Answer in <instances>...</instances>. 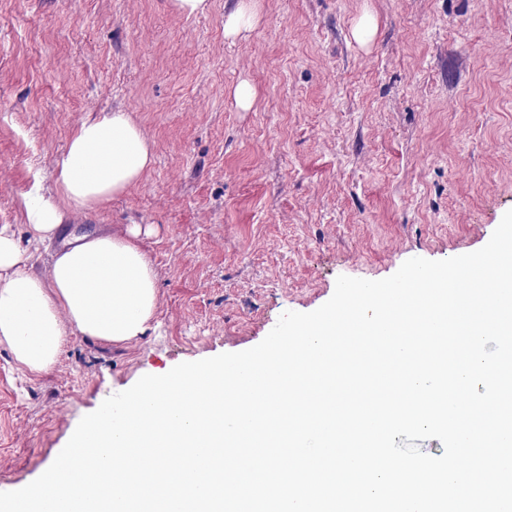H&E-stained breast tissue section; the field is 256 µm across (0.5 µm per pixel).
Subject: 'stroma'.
I'll return each mask as SVG.
<instances>
[{"instance_id": "obj_1", "label": "stroma", "mask_w": 512, "mask_h": 512, "mask_svg": "<svg viewBox=\"0 0 512 512\" xmlns=\"http://www.w3.org/2000/svg\"><path fill=\"white\" fill-rule=\"evenodd\" d=\"M236 3L186 17L171 0H0V225L53 196L85 119L124 111L151 167L65 223L151 226L158 288L138 341L70 336L43 372L0 345V492L143 375L256 346L338 276L476 251L512 209V0H260L228 39ZM258 21V3L238 0L235 8L224 18V36L235 39L250 31Z\"/></svg>"}]
</instances>
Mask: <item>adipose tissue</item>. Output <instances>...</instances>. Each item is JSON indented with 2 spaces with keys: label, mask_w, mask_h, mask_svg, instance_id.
<instances>
[{
  "label": "adipose tissue",
  "mask_w": 512,
  "mask_h": 512,
  "mask_svg": "<svg viewBox=\"0 0 512 512\" xmlns=\"http://www.w3.org/2000/svg\"><path fill=\"white\" fill-rule=\"evenodd\" d=\"M152 148L123 112L81 123L55 166V197H29L23 232L0 225V344L35 372L57 360L67 334L112 343L152 328L156 273L141 230L65 233L64 210H95L134 185L151 166ZM56 242L46 274L33 271V248Z\"/></svg>",
  "instance_id": "adipose-tissue-1"
}]
</instances>
